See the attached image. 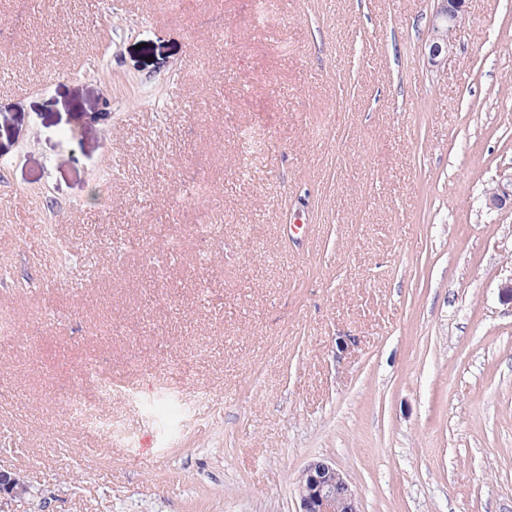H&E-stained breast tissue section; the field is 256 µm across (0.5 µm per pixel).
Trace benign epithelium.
I'll use <instances>...</instances> for the list:
<instances>
[{"label": "benign epithelium", "instance_id": "7a95c632", "mask_svg": "<svg viewBox=\"0 0 512 512\" xmlns=\"http://www.w3.org/2000/svg\"><path fill=\"white\" fill-rule=\"evenodd\" d=\"M431 36L426 44L428 60L437 65L448 54L450 40L465 14L468 0H434ZM485 206L490 211L512 210V173L491 182L484 190ZM9 471H0V512H11L9 505L19 497L11 487ZM299 512H360L359 495L351 482L331 463L314 460L302 471L299 480Z\"/></svg>", "mask_w": 512, "mask_h": 512}]
</instances>
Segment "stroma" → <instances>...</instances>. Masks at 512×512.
<instances>
[{
  "instance_id": "obj_1",
  "label": "stroma",
  "mask_w": 512,
  "mask_h": 512,
  "mask_svg": "<svg viewBox=\"0 0 512 512\" xmlns=\"http://www.w3.org/2000/svg\"><path fill=\"white\" fill-rule=\"evenodd\" d=\"M433 10L0 0L13 512H298L319 459L361 512H512V0L437 66ZM484 202L489 211L502 210L507 204L512 210V172L485 188ZM68 405L71 410L79 413L83 420L88 425L99 427L100 429L106 431L107 433H111L112 422L108 424L100 423L98 421L95 409L92 406L84 403L76 392H71L68 400Z\"/></svg>"
}]
</instances>
